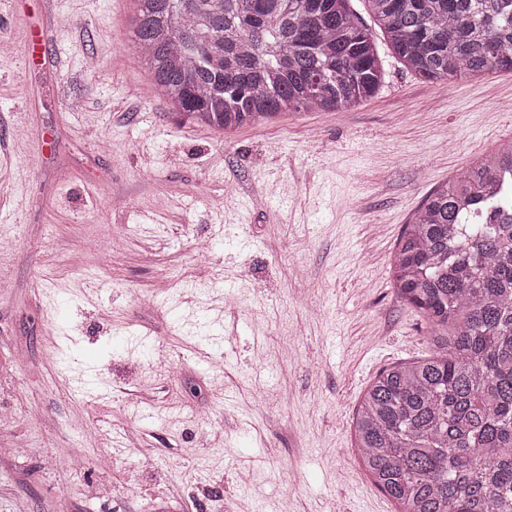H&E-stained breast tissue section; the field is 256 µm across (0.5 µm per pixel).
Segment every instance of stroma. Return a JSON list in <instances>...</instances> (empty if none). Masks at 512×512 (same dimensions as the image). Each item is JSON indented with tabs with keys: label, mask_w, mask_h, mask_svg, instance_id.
Segmentation results:
<instances>
[{
	"label": "stroma",
	"mask_w": 512,
	"mask_h": 512,
	"mask_svg": "<svg viewBox=\"0 0 512 512\" xmlns=\"http://www.w3.org/2000/svg\"><path fill=\"white\" fill-rule=\"evenodd\" d=\"M350 7L378 92L224 133L162 100L133 0H0V512H396L352 427L431 352L391 255L512 140V70L422 79Z\"/></svg>",
	"instance_id": "obj_1"
}]
</instances>
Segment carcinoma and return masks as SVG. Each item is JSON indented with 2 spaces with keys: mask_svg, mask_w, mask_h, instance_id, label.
I'll return each mask as SVG.
<instances>
[{
  "mask_svg": "<svg viewBox=\"0 0 512 512\" xmlns=\"http://www.w3.org/2000/svg\"><path fill=\"white\" fill-rule=\"evenodd\" d=\"M134 45L177 113L234 130L341 111L381 82L349 0H136ZM427 80L512 70V0H366ZM432 331L428 358L382 370L353 431L398 512H512V142L434 190L391 263Z\"/></svg>",
  "mask_w": 512,
  "mask_h": 512,
  "instance_id": "carcinoma-1",
  "label": "carcinoma"
}]
</instances>
